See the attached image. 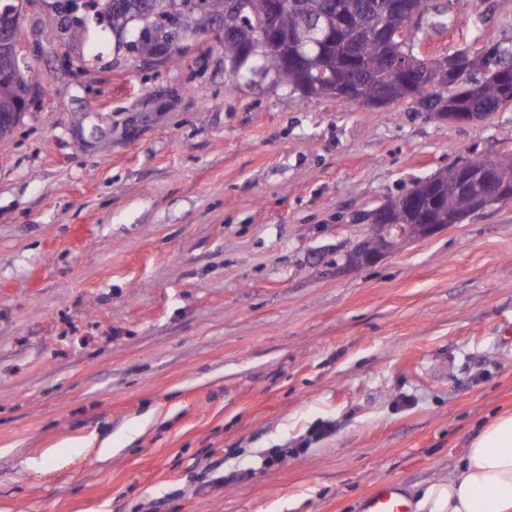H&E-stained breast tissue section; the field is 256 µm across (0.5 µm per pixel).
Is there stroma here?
<instances>
[{
  "instance_id": "1",
  "label": "stroma",
  "mask_w": 512,
  "mask_h": 512,
  "mask_svg": "<svg viewBox=\"0 0 512 512\" xmlns=\"http://www.w3.org/2000/svg\"><path fill=\"white\" fill-rule=\"evenodd\" d=\"M26 0L35 103L0 139V512H361L417 504L512 412V203L357 270L362 214L512 151L476 124L232 84ZM430 51L512 40V0H433ZM102 62H95L98 51ZM361 512H411L403 488L394 481L371 491L362 501Z\"/></svg>"
}]
</instances>
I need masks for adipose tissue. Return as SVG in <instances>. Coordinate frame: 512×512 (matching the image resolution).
<instances>
[{"label": "adipose tissue", "instance_id": "1", "mask_svg": "<svg viewBox=\"0 0 512 512\" xmlns=\"http://www.w3.org/2000/svg\"><path fill=\"white\" fill-rule=\"evenodd\" d=\"M422 512H512V413L484 424L447 482L432 485Z\"/></svg>", "mask_w": 512, "mask_h": 512}]
</instances>
